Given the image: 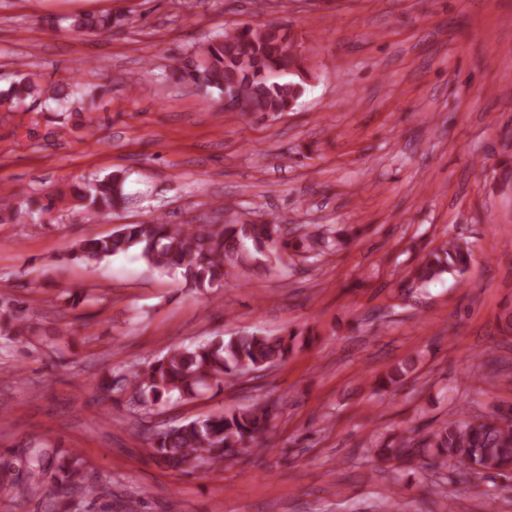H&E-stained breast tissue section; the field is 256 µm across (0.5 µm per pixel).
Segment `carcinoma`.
Masks as SVG:
<instances>
[{
    "label": "carcinoma",
    "mask_w": 512,
    "mask_h": 512,
    "mask_svg": "<svg viewBox=\"0 0 512 512\" xmlns=\"http://www.w3.org/2000/svg\"><path fill=\"white\" fill-rule=\"evenodd\" d=\"M121 19L110 11L83 13L72 17L69 28L79 35L112 32ZM189 66L174 67L170 79L191 84L218 94L219 101L229 97L233 109L243 113L286 112L306 92L308 74L302 59L274 28L250 26L227 30L194 50ZM46 97L57 106L68 102L72 94L62 95L44 89L32 76L22 74L6 95L20 106L28 98ZM73 196L88 211L109 214L128 201L125 179L108 176L75 187ZM13 191L0 198V224L16 223L29 212L20 211ZM287 225L276 220L259 223L237 219L219 228L208 224H172L159 216L149 224H125L106 237L92 236L80 241L71 252L74 258L102 261L130 251L163 273H179L201 290L220 287L242 253L253 251L266 262L283 264L280 252H293L306 259L320 254L336 243L333 232L316 236L303 233L288 241ZM473 251L466 243L450 240L431 249L414 268L410 279L428 283L444 274L463 275L470 266ZM0 333L28 336L30 326L14 302L0 303ZM314 333L266 334L245 332L225 338L206 340L178 347L170 354L136 367L118 378L106 379L103 387L112 392L132 389L141 409L160 411L170 404L193 398L201 389L222 386L224 379L271 368L284 363L299 347L313 342ZM416 356L378 377L377 386L385 388L401 380L414 369ZM273 403H253L196 418L177 425L150 428L146 442L152 454L178 472H217L241 454L263 453L274 442ZM376 455L387 463L411 466L418 462L426 471L437 473L452 467L459 475L472 478L493 473L505 476L512 469V421L500 423L494 415L470 417L465 412L440 424L421 441L397 434L379 444ZM84 462L71 454L51 472L33 459L27 477L36 489L47 481L73 491H94L85 484Z\"/></svg>",
    "instance_id": "obj_1"
}]
</instances>
